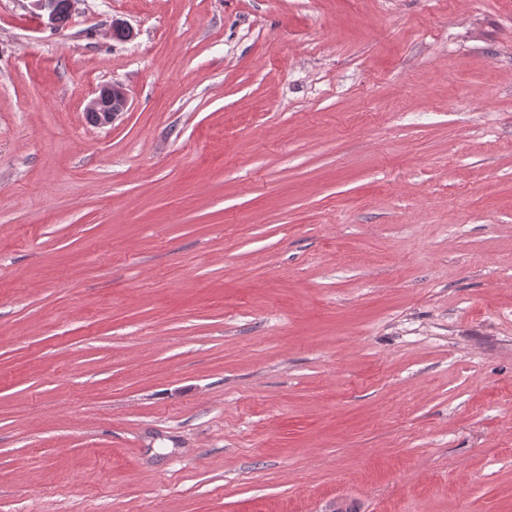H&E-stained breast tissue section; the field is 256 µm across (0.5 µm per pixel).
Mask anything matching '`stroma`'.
I'll list each match as a JSON object with an SVG mask.
<instances>
[{
    "instance_id": "35a3bbf8",
    "label": "stroma",
    "mask_w": 512,
    "mask_h": 512,
    "mask_svg": "<svg viewBox=\"0 0 512 512\" xmlns=\"http://www.w3.org/2000/svg\"><path fill=\"white\" fill-rule=\"evenodd\" d=\"M336 504L512 512V0H0V512ZM129 110L126 89L119 84H105L95 93L85 108L87 122L95 127L112 126Z\"/></svg>"
}]
</instances>
